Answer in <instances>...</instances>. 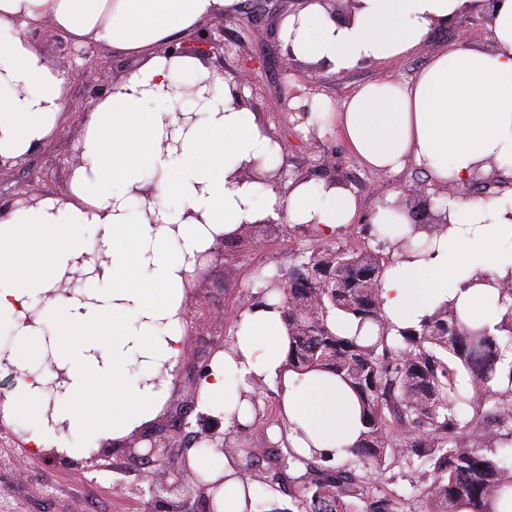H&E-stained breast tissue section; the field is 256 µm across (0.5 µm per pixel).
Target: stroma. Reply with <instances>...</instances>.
Masks as SVG:
<instances>
[{"label": "stroma", "mask_w": 512, "mask_h": 512, "mask_svg": "<svg viewBox=\"0 0 512 512\" xmlns=\"http://www.w3.org/2000/svg\"><path fill=\"white\" fill-rule=\"evenodd\" d=\"M279 24V15L269 12L264 0H244L241 10L225 16L224 54L210 56L209 63L225 76L241 79L249 105L257 112L265 130L273 137L288 139L281 166L283 177L303 174L317 178L315 160L324 153L336 152L342 159L337 177L353 186L365 216L390 191L422 180V172L412 165L394 177L367 170L349 153L339 131L300 136L293 129L291 114L281 109L280 97L286 91L295 97L312 92L329 100L331 105H338L353 87L382 75L411 78L447 46L485 44V27L466 15L455 31L433 33L410 57L336 75L307 67L296 72L285 71L284 52L277 35ZM253 25L260 29V37H251L249 28ZM82 127V122L65 120L53 143L33 153L24 167L14 171V179H23L32 172L44 174L50 177L54 192L65 195ZM309 238L304 229L283 224L275 235L245 234L238 242L225 244L223 268L208 273L204 288L194 293L195 319L188 324L186 345L200 356L209 357L213 347L208 337L202 336L197 317L214 308L222 309L224 334L232 336L242 310L241 294L258 292L260 275L287 272L299 248ZM261 399L254 422L235 434L237 446L286 447V439H274L265 428L267 421L278 417L274 391L264 388ZM19 457L25 460V472L21 475L14 468V461ZM146 489L147 484L138 473L125 469L121 449L109 448L93 463L83 458L60 459L47 453L35 454L28 450L14 423L0 418V512H146L149 500Z\"/></svg>", "instance_id": "stroma-1"}]
</instances>
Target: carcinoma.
I'll return each instance as SVG.
<instances>
[{"label":"carcinoma","instance_id":"carcinoma-1","mask_svg":"<svg viewBox=\"0 0 512 512\" xmlns=\"http://www.w3.org/2000/svg\"><path fill=\"white\" fill-rule=\"evenodd\" d=\"M336 281L315 278L317 267ZM380 255L367 246L324 248L310 242L288 271L284 317L288 365L298 371L325 369L357 393L365 431L347 449L343 465L319 468L287 450L252 453L253 479L267 484L270 472L295 471L292 500L255 502L259 512H401L400 496L383 490L397 467L413 478L425 512H495L493 504L512 487V465L498 453L512 442V305L495 331L466 324L445 303L410 327L390 335L381 316ZM335 312L380 327L364 343L330 325ZM472 396L461 393L459 374Z\"/></svg>","mask_w":512,"mask_h":512}]
</instances>
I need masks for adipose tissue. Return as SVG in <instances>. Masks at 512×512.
I'll use <instances>...</instances> for the list:
<instances>
[{
  "label": "adipose tissue",
  "mask_w": 512,
  "mask_h": 512,
  "mask_svg": "<svg viewBox=\"0 0 512 512\" xmlns=\"http://www.w3.org/2000/svg\"><path fill=\"white\" fill-rule=\"evenodd\" d=\"M240 0H0V157L47 146L62 120L69 81L29 39L48 21L77 47L103 46L135 60L111 93L88 109L81 163L67 198L15 204L0 216V358L25 380L0 405L37 452L89 455L114 446L164 415L185 354L186 309L195 272L217 237L237 239L259 222L313 224L322 238L354 223V189L321 180L273 181L283 147L255 112L235 106L229 81L212 77L199 55L163 49ZM480 15L488 47L453 46L409 81L384 78L353 89L338 108L315 100L307 125L337 127L350 154L374 172L399 175L414 162L441 188L435 199L450 226L414 234L395 254L379 288L381 313L395 328L418 325L448 301L464 322L501 319L496 282L512 275V195L464 198L448 186L476 172L512 178V0H353L348 16L327 0H303L283 16L279 35L295 62L344 74L415 53L449 19ZM197 92L184 97L179 79ZM195 113L185 124L180 114ZM153 188V202L138 192ZM400 236L413 219L391 191L368 217ZM101 252V269L81 264ZM83 268L71 296L52 291ZM284 296L245 306L217 352L197 405L224 415L225 432L254 420L252 397L271 388L288 444L309 457L341 462L361 437V409L336 374L289 369ZM66 375L49 394L55 369ZM213 485V512H250L258 487L241 461L214 448L190 451Z\"/></svg>",
  "instance_id": "adipose-tissue-1"
}]
</instances>
